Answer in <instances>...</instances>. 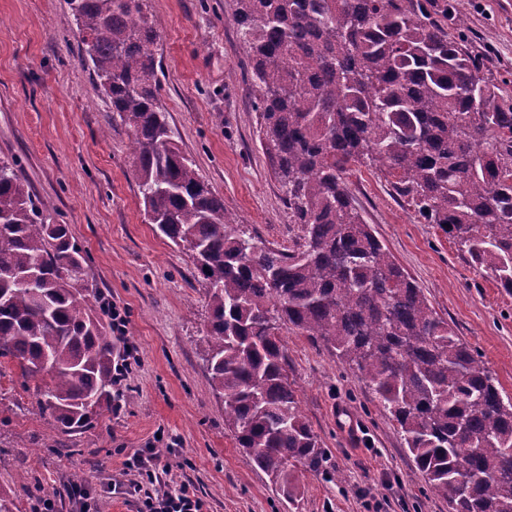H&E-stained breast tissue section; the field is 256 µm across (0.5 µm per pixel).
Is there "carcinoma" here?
Here are the masks:
<instances>
[{
  "mask_svg": "<svg viewBox=\"0 0 512 512\" xmlns=\"http://www.w3.org/2000/svg\"><path fill=\"white\" fill-rule=\"evenodd\" d=\"M112 119L132 131L145 215L206 292L203 361L224 427L293 498L326 463L288 377L283 326L356 368L452 512H512V400L354 205L344 175L391 178L427 224L512 293V104L448 33V0H234L258 137L299 241L256 240L173 143L147 0H67ZM0 158V377L20 370L64 433L112 409V324L86 253ZM38 281V291L26 279Z\"/></svg>",
  "mask_w": 512,
  "mask_h": 512,
  "instance_id": "cac0c4a2",
  "label": "carcinoma"
}]
</instances>
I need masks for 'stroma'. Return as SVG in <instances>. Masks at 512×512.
Listing matches in <instances>:
<instances>
[{
    "instance_id": "stroma-1",
    "label": "stroma",
    "mask_w": 512,
    "mask_h": 512,
    "mask_svg": "<svg viewBox=\"0 0 512 512\" xmlns=\"http://www.w3.org/2000/svg\"><path fill=\"white\" fill-rule=\"evenodd\" d=\"M232 0H149L160 34L157 96L177 147L266 244L295 235L257 133V93ZM465 48L512 102V0H463ZM66 0H0V158H17L33 196L52 204L88 254L87 285L124 307L139 363L120 412L77 434L55 428L36 397L0 379V485L26 476L18 512L50 498L81 512L69 476L83 470L96 512H139L133 452L157 456L167 488L188 484L203 512H449L408 457L399 429L363 375L296 331L282 329L301 409L328 459L294 499L275 490L224 427L199 339L204 288L189 256L148 224L130 155L131 131L108 119L75 38ZM348 190L366 223L430 305L512 398V294L479 272L441 229L423 223L385 177L356 165Z\"/></svg>"
}]
</instances>
